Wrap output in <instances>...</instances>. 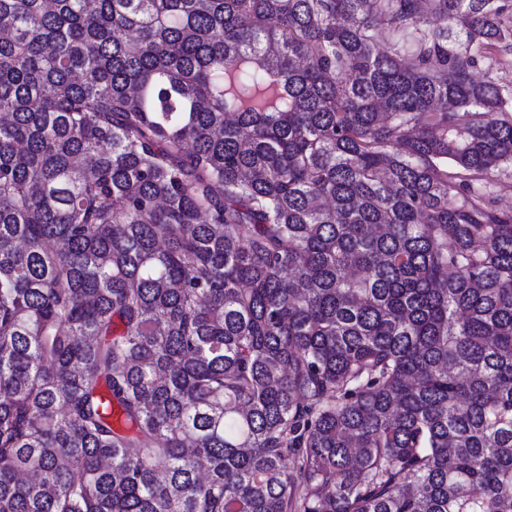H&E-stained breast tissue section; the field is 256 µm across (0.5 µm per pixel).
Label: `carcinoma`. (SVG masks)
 <instances>
[{"mask_svg": "<svg viewBox=\"0 0 512 512\" xmlns=\"http://www.w3.org/2000/svg\"><path fill=\"white\" fill-rule=\"evenodd\" d=\"M429 9L0 0V512H512V0Z\"/></svg>", "mask_w": 512, "mask_h": 512, "instance_id": "carcinoma-1", "label": "carcinoma"}]
</instances>
